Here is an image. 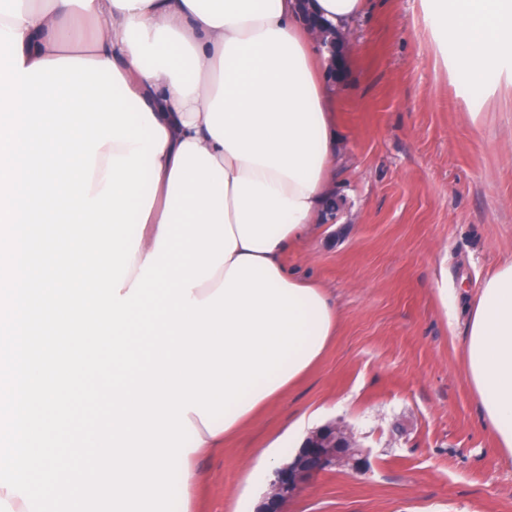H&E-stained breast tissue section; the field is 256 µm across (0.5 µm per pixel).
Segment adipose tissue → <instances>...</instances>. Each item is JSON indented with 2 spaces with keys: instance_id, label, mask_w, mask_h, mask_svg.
<instances>
[{
  "instance_id": "adipose-tissue-1",
  "label": "adipose tissue",
  "mask_w": 512,
  "mask_h": 512,
  "mask_svg": "<svg viewBox=\"0 0 512 512\" xmlns=\"http://www.w3.org/2000/svg\"><path fill=\"white\" fill-rule=\"evenodd\" d=\"M439 46L455 48L462 81L479 84L512 64V0H423ZM367 0H0V25L22 37L24 67L43 60L113 63L130 91L166 132L154 159L159 176L125 286L154 253L169 178L185 143L205 149L227 182V219L236 243L211 279L193 287L204 300L234 262L270 264L275 283L292 285L306 311L299 353L225 419L206 424L184 456L182 486L202 483L198 456L238 435L321 361L340 312L325 288L291 271L287 254L313 230L335 192L338 148L333 101L324 80L329 54L305 11L344 33ZM464 367L498 447L512 455V260L483 279L467 316Z\"/></svg>"
}]
</instances>
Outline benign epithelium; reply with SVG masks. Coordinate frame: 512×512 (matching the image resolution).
<instances>
[{
    "instance_id": "1",
    "label": "benign epithelium",
    "mask_w": 512,
    "mask_h": 512,
    "mask_svg": "<svg viewBox=\"0 0 512 512\" xmlns=\"http://www.w3.org/2000/svg\"><path fill=\"white\" fill-rule=\"evenodd\" d=\"M365 458L351 438L335 425H326L310 435L294 460L273 472L270 489L257 512H282V504L297 487L339 465L361 469Z\"/></svg>"
}]
</instances>
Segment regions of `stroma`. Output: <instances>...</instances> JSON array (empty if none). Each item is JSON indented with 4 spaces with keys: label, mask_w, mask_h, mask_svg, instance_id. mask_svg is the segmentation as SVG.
I'll return each instance as SVG.
<instances>
[{
    "label": "stroma",
    "mask_w": 512,
    "mask_h": 512,
    "mask_svg": "<svg viewBox=\"0 0 512 512\" xmlns=\"http://www.w3.org/2000/svg\"><path fill=\"white\" fill-rule=\"evenodd\" d=\"M422 0H371L351 31L336 98L337 207L289 253L328 289L341 320L296 388L239 437L199 458L192 512H252L257 449L300 414L342 425L368 467L320 475L284 512H512V456L464 377V320L484 276L512 257V82L468 85L443 59ZM480 113L473 127L471 113Z\"/></svg>",
    "instance_id": "obj_1"
}]
</instances>
